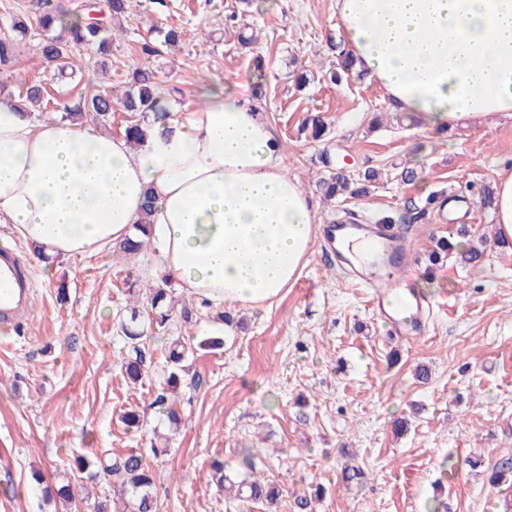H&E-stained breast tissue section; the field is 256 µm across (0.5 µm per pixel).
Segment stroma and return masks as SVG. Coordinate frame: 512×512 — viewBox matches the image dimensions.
I'll return each instance as SVG.
<instances>
[{
  "mask_svg": "<svg viewBox=\"0 0 512 512\" xmlns=\"http://www.w3.org/2000/svg\"><path fill=\"white\" fill-rule=\"evenodd\" d=\"M235 23H228V16ZM112 64L102 79L124 85L141 43L161 45L151 65L164 102L185 101L202 82L236 84L241 100L270 123L289 172L310 193L316 221L337 214L397 219L406 241L409 284L424 289L433 312L422 334H391L369 291L338 267L335 254L313 246L296 282L265 308L236 307L240 328L224 345L199 351L181 375L171 431L155 398L167 375L165 336L148 338L143 383L121 371L117 324L127 305L125 282L154 281L156 258L130 259L109 245L44 268L31 259L35 309L20 330L0 331V512H67L46 502L41 484L67 477L74 456H119L131 448L155 474L159 512H233L212 482L211 464L227 475L274 482V509L294 512L312 497L313 512H503L504 494L488 470L512 452V246L498 244L493 212L478 204L482 187L512 168V117H493L440 135L395 109L368 77L332 83L334 47L343 35L335 0H130ZM177 47L162 45L168 28ZM31 28L10 71V88L43 82L54 97L77 95L93 69L50 75ZM326 132L313 139L309 116ZM416 182L401 183L403 168ZM379 179L364 196L328 200L318 177ZM484 240L479 265L455 257L430 263L434 239L460 227ZM430 377L419 383L417 366ZM139 412L141 431L126 430L125 411ZM352 454L365 472L344 487L340 469ZM455 455L460 467L442 466ZM41 473L34 481L33 473Z\"/></svg>",
  "mask_w": 512,
  "mask_h": 512,
  "instance_id": "35a3bbf8",
  "label": "stroma"
}]
</instances>
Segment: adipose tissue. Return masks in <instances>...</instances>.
Segmentation results:
<instances>
[{
	"instance_id": "obj_1",
	"label": "adipose tissue",
	"mask_w": 512,
	"mask_h": 512,
	"mask_svg": "<svg viewBox=\"0 0 512 512\" xmlns=\"http://www.w3.org/2000/svg\"><path fill=\"white\" fill-rule=\"evenodd\" d=\"M356 69L425 129L512 115V0H335ZM149 220L159 275L212 313L272 304L315 242L316 212L267 119L201 85L140 147L0 98V224L52 260L124 243Z\"/></svg>"
}]
</instances>
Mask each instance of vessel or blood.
<instances>
[{"label":"vessel or blood","instance_id":"obj_1","mask_svg":"<svg viewBox=\"0 0 512 512\" xmlns=\"http://www.w3.org/2000/svg\"><path fill=\"white\" fill-rule=\"evenodd\" d=\"M326 243L335 239L356 238L365 242L370 253L388 252L386 266L365 275L372 304L382 321L399 336L420 334L425 324L423 311L429 302L415 293H407L406 279L401 273L403 250L396 227L384 224H327L323 227ZM34 278L24 260L15 252L0 251V324H16L31 309Z\"/></svg>","mask_w":512,"mask_h":512}]
</instances>
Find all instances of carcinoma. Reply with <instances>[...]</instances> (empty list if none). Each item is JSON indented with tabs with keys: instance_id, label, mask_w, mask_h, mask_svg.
I'll list each match as a JSON object with an SVG mask.
<instances>
[{
	"instance_id": "1",
	"label": "carcinoma",
	"mask_w": 512,
	"mask_h": 512,
	"mask_svg": "<svg viewBox=\"0 0 512 512\" xmlns=\"http://www.w3.org/2000/svg\"><path fill=\"white\" fill-rule=\"evenodd\" d=\"M127 0H105L104 14L101 18L81 16L68 11L57 0H37L35 8L38 12L37 26L43 33L40 52L45 69L62 73L68 69H79L75 54L83 52L88 57H96L100 66L107 63L106 57L112 55V41L116 19L126 13ZM72 19L69 36L62 39L54 35V24L58 20ZM159 54V50L151 43L145 42L140 48V56L144 62L136 66L131 79L121 93L106 90L93 81L81 92L67 100L54 103L48 98L47 91L39 84L26 85L19 92V100L29 103L35 109H45L59 115L62 119H90L98 127L112 125V114L117 110L128 112L133 117L124 129L125 136L135 140L142 136L141 127L149 125V116H157L162 111L160 96L157 94L155 72L146 65V61ZM316 185L328 197L344 195L350 182L342 175L321 177ZM149 224L135 226L133 239L123 245V252L128 255L139 253L148 245ZM149 307L147 313L139 310V299H134L127 309V315L120 320L119 330L127 349L126 357L122 358V371L127 380L134 384L143 382L145 376V359L149 351L146 345L148 331L165 333L173 312L172 297L167 281L145 288ZM223 345L220 337H206L198 342L185 341L179 336L168 337L167 363L170 371L166 377V385L177 388L179 373L184 371V363L201 350L213 349ZM76 470L85 478L95 482L99 478H116L120 481L121 503L123 512H157V490L152 469L142 453L131 450L122 456L92 455L75 458ZM489 483L493 486L506 485L512 487V456L498 461L492 467ZM238 498L247 501H264L275 504L280 495L279 488L273 484H262L258 481L243 479L237 485ZM47 498H58L65 506L75 510L78 508L72 486L67 484L56 490L46 487Z\"/></svg>"
}]
</instances>
